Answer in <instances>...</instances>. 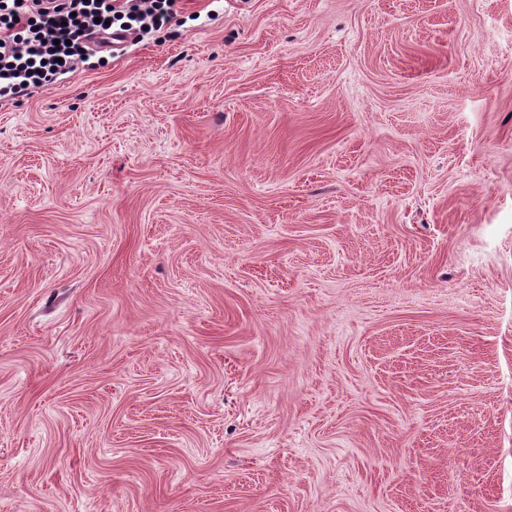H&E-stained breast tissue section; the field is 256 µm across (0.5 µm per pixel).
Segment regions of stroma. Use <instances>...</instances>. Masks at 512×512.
<instances>
[{"label":"stroma","instance_id":"obj_1","mask_svg":"<svg viewBox=\"0 0 512 512\" xmlns=\"http://www.w3.org/2000/svg\"><path fill=\"white\" fill-rule=\"evenodd\" d=\"M0 98V512H512V0H175Z\"/></svg>","mask_w":512,"mask_h":512}]
</instances>
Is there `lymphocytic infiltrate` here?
I'll use <instances>...</instances> for the list:
<instances>
[{"instance_id":"lymphocytic-infiltrate-1","label":"lymphocytic infiltrate","mask_w":512,"mask_h":512,"mask_svg":"<svg viewBox=\"0 0 512 512\" xmlns=\"http://www.w3.org/2000/svg\"><path fill=\"white\" fill-rule=\"evenodd\" d=\"M173 0H0V98L68 73L91 35L141 34L170 22Z\"/></svg>"}]
</instances>
